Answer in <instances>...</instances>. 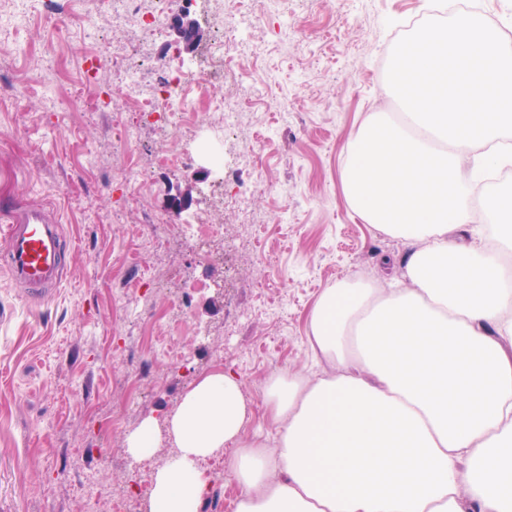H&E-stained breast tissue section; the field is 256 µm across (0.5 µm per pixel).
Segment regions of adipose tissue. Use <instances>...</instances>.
Here are the masks:
<instances>
[{"label":"adipose tissue","mask_w":512,"mask_h":512,"mask_svg":"<svg viewBox=\"0 0 512 512\" xmlns=\"http://www.w3.org/2000/svg\"><path fill=\"white\" fill-rule=\"evenodd\" d=\"M397 62L408 119L364 115L345 193L411 245L408 287L357 278L319 298L309 344L331 370L270 377L272 442L245 439L234 372L199 381L168 421L152 512H196L198 462L230 446L236 512H512V189L481 223L470 205L512 164V47L471 13L424 24Z\"/></svg>","instance_id":"1"}]
</instances>
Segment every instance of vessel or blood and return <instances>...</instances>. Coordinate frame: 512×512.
<instances>
[{"mask_svg":"<svg viewBox=\"0 0 512 512\" xmlns=\"http://www.w3.org/2000/svg\"><path fill=\"white\" fill-rule=\"evenodd\" d=\"M8 266L25 285L37 288L60 277V240L42 209L15 212L8 231Z\"/></svg>","mask_w":512,"mask_h":512,"instance_id":"obj_1","label":"vessel or blood"}]
</instances>
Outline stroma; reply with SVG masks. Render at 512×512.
Listing matches in <instances>:
<instances>
[{
	"label": "stroma",
	"mask_w": 512,
	"mask_h": 512,
	"mask_svg": "<svg viewBox=\"0 0 512 512\" xmlns=\"http://www.w3.org/2000/svg\"><path fill=\"white\" fill-rule=\"evenodd\" d=\"M432 0H287L288 13L264 0L246 74L216 80V96L247 98L238 129L224 134V175L199 146L210 123L182 135L158 116L140 124L133 151L144 174L143 208L124 203L113 184L121 153L112 123V54H101L100 111L77 104L54 111L64 86L45 87L60 66L80 73L79 30L62 40L69 0L47 9L28 0L26 23L10 17L12 50L0 52V77L28 80L29 94L0 100V256L18 206L43 207L62 234L59 284L31 293L0 260V512H81L80 489L95 476L104 492L143 504L151 473L176 452L167 419L184 394L225 367L251 408L245 434L272 440L264 383L281 368L318 377L308 344L319 296L353 274L378 283L381 256L403 266L408 246L362 221L343 190L346 160L362 116L401 112L392 77L410 22L433 17ZM165 148L194 156L190 173L155 167ZM253 174L246 224L235 200L237 169ZM194 185H187V177ZM224 185L217 218L224 240L204 253L194 225L207 191ZM191 189L178 212L168 199ZM167 232L153 253L136 254L151 216ZM117 415L109 435L102 415ZM157 427L155 454L135 458L128 437Z\"/></svg>",
	"instance_id": "35a3bbf8"
}]
</instances>
